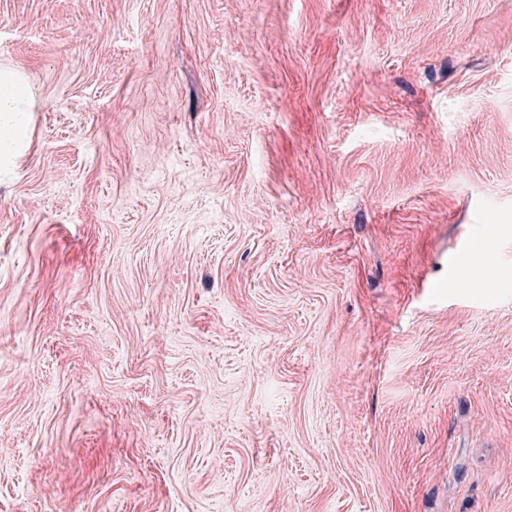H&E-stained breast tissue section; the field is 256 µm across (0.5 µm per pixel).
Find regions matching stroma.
<instances>
[{"label":"stroma","mask_w":512,"mask_h":512,"mask_svg":"<svg viewBox=\"0 0 512 512\" xmlns=\"http://www.w3.org/2000/svg\"><path fill=\"white\" fill-rule=\"evenodd\" d=\"M0 512H512V0H0ZM32 107L26 76L0 66V169L20 151Z\"/></svg>","instance_id":"1"}]
</instances>
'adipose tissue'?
<instances>
[{
	"label": "adipose tissue",
	"mask_w": 512,
	"mask_h": 512,
	"mask_svg": "<svg viewBox=\"0 0 512 512\" xmlns=\"http://www.w3.org/2000/svg\"><path fill=\"white\" fill-rule=\"evenodd\" d=\"M32 107L26 76L0 66V167L20 151Z\"/></svg>",
	"instance_id": "1"
}]
</instances>
